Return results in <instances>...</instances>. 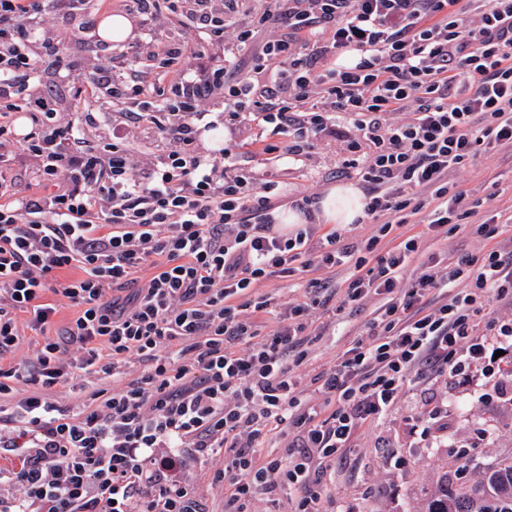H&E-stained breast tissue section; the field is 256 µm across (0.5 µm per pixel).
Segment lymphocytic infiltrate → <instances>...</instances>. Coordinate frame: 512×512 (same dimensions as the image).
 Wrapping results in <instances>:
<instances>
[{"label": "lymphocytic infiltrate", "instance_id": "obj_1", "mask_svg": "<svg viewBox=\"0 0 512 512\" xmlns=\"http://www.w3.org/2000/svg\"><path fill=\"white\" fill-rule=\"evenodd\" d=\"M122 2L143 27L163 16L204 43L233 35L249 67L193 72L185 61L198 48L148 40L132 52L152 61V75L101 65L80 80L75 101L105 90L112 106L131 107L132 123L149 121L173 142L144 167L125 142L89 146L57 96L35 86L44 57L65 55L47 22L82 36L107 0H0V455L10 461L0 512H206L184 472L218 453L224 512H250L263 490L294 495L295 512H322L325 482L359 426L387 416L414 374L460 380L476 364L493 378L495 352L512 349V320H490L485 334L476 320L489 298L512 299V249L441 267L423 257L421 236L401 232L416 214L434 233L459 224L466 196L451 173L512 147V0H269L239 26L242 0ZM471 11L477 25H463ZM271 25L279 38L253 48ZM314 93L320 104L307 106ZM218 94L225 123L251 112L277 135L263 148L274 160H302L336 119L349 121L358 140L341 168L362 182L376 235L275 233L279 183L239 167L229 149L197 147ZM406 110L408 122L389 121ZM23 112L30 130L18 137ZM18 150L35 161L22 190L8 177ZM305 255L327 269L352 264L337 313L382 298L366 336L315 375L317 406L293 365L307 357L308 317L327 305L325 287L270 329L252 319L272 306L259 285ZM154 256L158 271L136 285ZM418 257L421 274L406 280ZM73 266L81 276L60 280ZM49 292L80 309L54 338L44 334L57 312ZM26 328L44 341L17 364ZM72 345L82 355L68 364ZM133 357L142 371L89 392L79 411L44 395L76 371L107 375ZM274 424L296 450L261 454Z\"/></svg>", "mask_w": 512, "mask_h": 512}]
</instances>
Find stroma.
I'll use <instances>...</instances> for the list:
<instances>
[{
	"mask_svg": "<svg viewBox=\"0 0 512 512\" xmlns=\"http://www.w3.org/2000/svg\"><path fill=\"white\" fill-rule=\"evenodd\" d=\"M56 38L67 43L69 51L60 64L45 58L41 81L55 90L65 111L82 121L87 143L96 145L118 136L127 141L135 157L154 161L168 153L171 144L158 134L153 123L130 124L124 113L110 109L106 98H90L83 110L74 108L73 80L88 76L100 60L113 59L123 72L132 67L150 71V61L143 58L129 64L127 43L104 41L93 30L76 40L70 27L61 23L56 27ZM223 110V98H213L205 116L210 127L200 136L201 150L213 153L234 145L240 163L252 166L261 178L286 186L288 195L283 198L282 207L294 208L296 200L309 196L323 199L330 188L350 184V177L341 169L347 148L356 139V131L348 122L337 120L302 160L268 161L259 151L258 139L264 131L253 115H242L231 129L222 120ZM454 179L478 204L466 227L437 236L423 224L405 227L406 233L421 234L425 254L436 255L445 265L464 257L479 259L493 244L505 246L512 242V223L495 242L476 232L477 224L492 215L512 216V149L501 148L479 156L460 169ZM379 304V298L367 299L363 311L339 327L323 311L314 312L310 329L315 340L299 373L309 378L336 367L350 343L366 334ZM498 384L512 385V359H502L495 382L486 379L477 365L464 385L444 380L411 384L386 418L365 423L358 430L352 449L337 464L323 491L324 512H337L342 506L351 512H425L426 499L442 484L452 453L463 456L462 481L469 486L478 484L483 465L512 456V400L494 396ZM476 390L491 393V401H474L472 393ZM432 410L447 411L448 429L425 442L412 431L411 419ZM222 466L223 460L217 455L194 464L185 473L209 512H224V486L213 479Z\"/></svg>",
	"mask_w": 512,
	"mask_h": 512,
	"instance_id": "stroma-1",
	"label": "stroma"
}]
</instances>
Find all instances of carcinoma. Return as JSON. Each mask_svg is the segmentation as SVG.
Returning a JSON list of instances; mask_svg holds the SVG:
<instances>
[{"mask_svg": "<svg viewBox=\"0 0 512 512\" xmlns=\"http://www.w3.org/2000/svg\"><path fill=\"white\" fill-rule=\"evenodd\" d=\"M425 512H512V458L484 467L482 481L473 487L443 484Z\"/></svg>", "mask_w": 512, "mask_h": 512, "instance_id": "carcinoma-1", "label": "carcinoma"}]
</instances>
